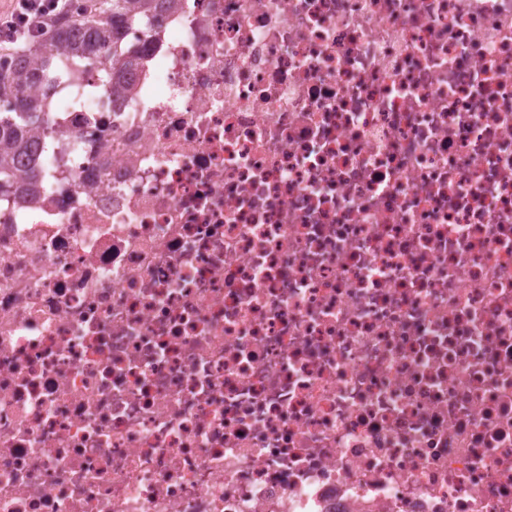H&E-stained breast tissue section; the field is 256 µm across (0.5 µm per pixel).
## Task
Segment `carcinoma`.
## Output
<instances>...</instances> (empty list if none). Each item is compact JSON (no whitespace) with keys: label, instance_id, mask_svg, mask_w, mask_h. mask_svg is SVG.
<instances>
[{"label":"carcinoma","instance_id":"obj_1","mask_svg":"<svg viewBox=\"0 0 512 512\" xmlns=\"http://www.w3.org/2000/svg\"><path fill=\"white\" fill-rule=\"evenodd\" d=\"M155 0H110L104 8L87 14L79 23L64 22L57 25L50 43L32 41L23 52L8 57V71L0 70V194L8 196L22 191L34 192L37 174H27L26 187L17 185L15 161L27 154L30 144L23 135L26 128H40L51 135L50 112L45 96H35L30 89L38 82L39 73L32 60L42 53V66L59 77L65 67L59 64L48 46L61 45L72 59L87 66L102 63L112 84H120L132 66V57L122 44L124 28L130 25L149 26L157 16Z\"/></svg>","mask_w":512,"mask_h":512}]
</instances>
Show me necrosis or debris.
Returning a JSON list of instances; mask_svg holds the SVG:
<instances>
[{
  "label": "necrosis or debris",
  "instance_id": "necrosis-or-debris-1",
  "mask_svg": "<svg viewBox=\"0 0 512 512\" xmlns=\"http://www.w3.org/2000/svg\"><path fill=\"white\" fill-rule=\"evenodd\" d=\"M126 45L0 200V512H512V0Z\"/></svg>",
  "mask_w": 512,
  "mask_h": 512
}]
</instances>
